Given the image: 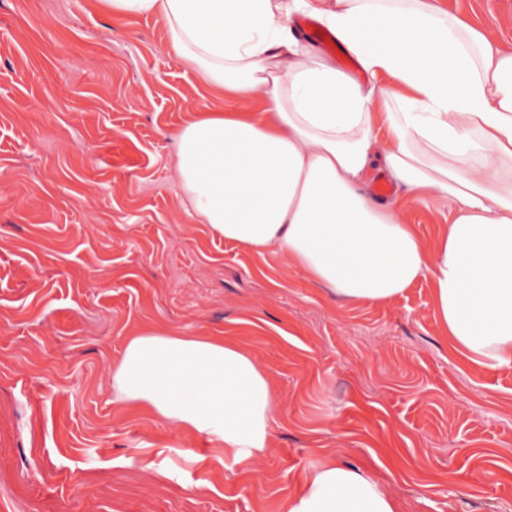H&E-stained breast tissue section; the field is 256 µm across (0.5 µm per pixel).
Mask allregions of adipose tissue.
I'll list each match as a JSON object with an SVG mask.
<instances>
[{
	"mask_svg": "<svg viewBox=\"0 0 512 512\" xmlns=\"http://www.w3.org/2000/svg\"><path fill=\"white\" fill-rule=\"evenodd\" d=\"M152 17L208 97L178 132L180 209L211 235L289 268L349 305L386 304L419 280L469 362L512 368V52L434 0H94ZM329 29L385 89L302 39ZM235 108H225V101ZM449 201L426 241L370 187ZM111 402L205 438L225 468L268 448L279 388L240 339L142 321L112 363ZM279 512H398L367 471L327 456Z\"/></svg>",
	"mask_w": 512,
	"mask_h": 512,
	"instance_id": "ef3b65f1",
	"label": "adipose tissue"
}]
</instances>
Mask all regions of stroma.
<instances>
[{
	"label": "stroma",
	"instance_id": "35a3bbf8",
	"mask_svg": "<svg viewBox=\"0 0 512 512\" xmlns=\"http://www.w3.org/2000/svg\"><path fill=\"white\" fill-rule=\"evenodd\" d=\"M512 50V0H439ZM160 24L0 0V512H278L322 457L400 512H512V369L450 346L428 282L347 306L180 212L170 167L201 79ZM425 238L452 203L394 189ZM249 341L280 389L244 470L110 402L128 323Z\"/></svg>",
	"mask_w": 512,
	"mask_h": 512
}]
</instances>
